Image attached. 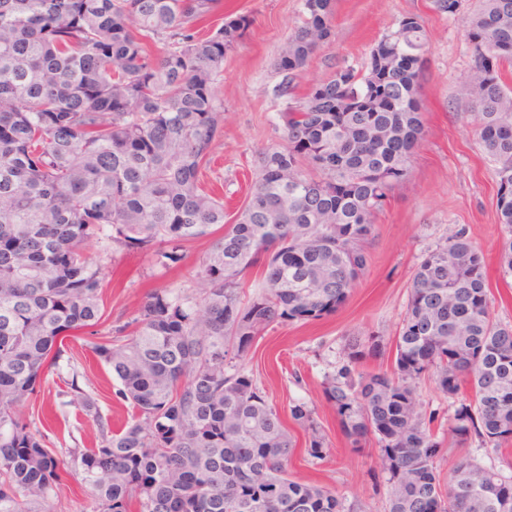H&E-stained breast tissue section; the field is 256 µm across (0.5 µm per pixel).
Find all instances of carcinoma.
I'll return each mask as SVG.
<instances>
[{"label":"carcinoma","instance_id":"carcinoma-1","mask_svg":"<svg viewBox=\"0 0 512 512\" xmlns=\"http://www.w3.org/2000/svg\"><path fill=\"white\" fill-rule=\"evenodd\" d=\"M219 3L0 0V512H37L67 471L42 416L20 406L59 367L58 337L102 318L90 250L115 244L169 268L215 226L223 233L195 273L200 295L152 291L93 347L135 410L123 430L112 432L76 378L58 376L62 405L97 426L95 448L66 449L93 512H353L337 492L290 478L297 440L238 360L274 323L335 313L364 275L375 217L410 177L422 140L412 88L426 31L419 17L402 18L364 67L345 62L287 103L282 142L260 153L229 220L200 174L223 136L224 55L250 19L223 18L200 38ZM305 9L280 54L287 80L331 35L332 0ZM467 37L473 64L456 93L497 165L498 276L512 285V0H479ZM256 266L265 289L244 302ZM382 344L351 341L324 395L352 448L378 445L387 512H512V475L467 456L442 475L445 442L416 390L430 373L457 399L456 446L512 440V325L493 318L485 257L464 234L416 267L394 371L356 372ZM290 412L307 454L321 458L312 410Z\"/></svg>","mask_w":512,"mask_h":512}]
</instances>
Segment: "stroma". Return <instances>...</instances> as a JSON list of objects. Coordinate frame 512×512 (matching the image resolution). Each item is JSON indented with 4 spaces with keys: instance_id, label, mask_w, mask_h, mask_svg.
<instances>
[{
    "instance_id": "35a3bbf8",
    "label": "stroma",
    "mask_w": 512,
    "mask_h": 512,
    "mask_svg": "<svg viewBox=\"0 0 512 512\" xmlns=\"http://www.w3.org/2000/svg\"><path fill=\"white\" fill-rule=\"evenodd\" d=\"M478 0H460L455 13L438 11L434 0H333L332 31L309 66L295 76L290 96L280 94L283 75L278 58L283 45L305 16L304 0H221V14H245L251 20L238 47L224 57L218 95L224 102V135L213 150L200 182L204 188L223 187L227 214H235L249 193L257 159L278 143L279 119L288 98H300L312 80L332 74L342 62L364 66L369 51L406 15L419 16L427 33L422 68L424 139L412 159L411 177L395 188L386 209L375 221L369 245L370 261L336 313L317 321L276 324L257 336L242 366L263 389L268 401L286 419L298 441L289 471L298 481L323 486L342 495L355 512H385L387 489L378 479L379 449L367 442L354 450L340 429L335 408L325 399L327 377L345 362L344 348L353 339L383 336L379 354L362 368L377 372L392 367L393 341L407 309L412 274L422 255L446 243L456 233L485 255L491 311L512 325V288L498 277L502 241L497 222L498 183L495 164L467 129L468 105L457 99L456 86L467 75L472 58L468 22ZM210 246L202 239L187 245L183 259L170 269L156 267L151 255L133 251L92 252L103 265L104 315L97 326L62 339L65 354L60 372L77 373L80 386L91 393L100 413L121 429L132 408L116 395L118 383L93 352V344L110 339L116 320L134 318L155 288L177 292L196 287L194 274ZM56 375H49L29 409L47 408L52 420L51 448L94 447L98 432L92 418L60 404ZM423 411L432 429L446 436L457 400L440 392L432 379L418 380ZM303 402L313 412L325 439L322 458L307 455L304 429L290 418V408ZM512 475V442L500 449L470 440L467 447H449L439 466L449 472L460 456ZM39 512H91V498L80 471H69L55 493L38 506Z\"/></svg>"
}]
</instances>
